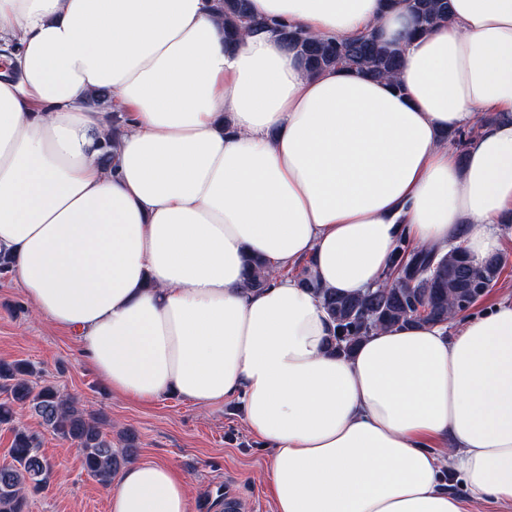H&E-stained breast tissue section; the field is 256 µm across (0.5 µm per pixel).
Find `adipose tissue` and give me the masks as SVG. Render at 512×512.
<instances>
[{"label":"adipose tissue","instance_id":"1","mask_svg":"<svg viewBox=\"0 0 512 512\" xmlns=\"http://www.w3.org/2000/svg\"><path fill=\"white\" fill-rule=\"evenodd\" d=\"M395 80L308 75L270 32L224 41L214 0H0V253L112 391L236 399L272 450L275 512L512 505V298L458 326L383 328L350 356L286 271L380 284L399 235L499 254L512 218V0H450ZM322 39L401 38L405 0H250ZM128 120L90 107L101 90ZM498 113L481 124L478 113ZM468 130L465 153L448 130ZM114 140V167L99 163ZM273 279L246 286V261ZM454 469L468 498L450 492ZM138 460L109 512H189Z\"/></svg>","mask_w":512,"mask_h":512}]
</instances>
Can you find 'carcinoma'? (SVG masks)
Masks as SVG:
<instances>
[{
  "label": "carcinoma",
  "mask_w": 512,
  "mask_h": 512,
  "mask_svg": "<svg viewBox=\"0 0 512 512\" xmlns=\"http://www.w3.org/2000/svg\"><path fill=\"white\" fill-rule=\"evenodd\" d=\"M415 31L425 32L448 20L449 0H408ZM215 9L224 19V41L235 42L249 30L273 31L300 57L307 71L344 68L362 71L374 79L396 76L403 48L372 30L351 39L322 40L279 21L251 13L250 0H217ZM502 260L493 256L471 264L459 249H419L399 238L382 286L355 295H339L319 286L308 267L296 274L312 290L334 323L331 350L350 355L359 340L385 327L432 325L448 321V305L465 312L497 280ZM269 283L265 260H250L247 288L260 290ZM32 364L23 359H0V426L13 434L11 463L0 466V512H28L27 494L49 489L52 465L40 450L39 435L14 425L15 408L27 407L56 437L76 444L84 470L108 487L114 476L132 461L126 451H116L106 417L95 414L50 383L33 379Z\"/></svg>",
  "instance_id": "obj_1"
}]
</instances>
